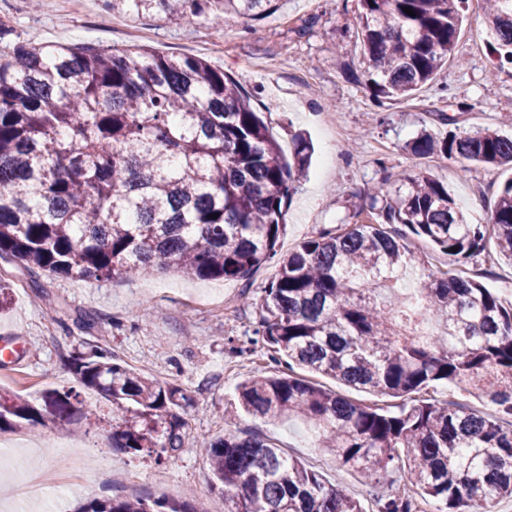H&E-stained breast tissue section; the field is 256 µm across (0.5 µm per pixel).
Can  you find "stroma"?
<instances>
[{"label": "stroma", "mask_w": 512, "mask_h": 512, "mask_svg": "<svg viewBox=\"0 0 512 512\" xmlns=\"http://www.w3.org/2000/svg\"><path fill=\"white\" fill-rule=\"evenodd\" d=\"M483 0H467L466 21L451 58L435 78L406 101L375 107L365 86L356 39L357 0H278L266 18L224 24L175 25L153 15L132 19L106 12L101 0H0V29L7 38L73 47L142 45L164 55L194 56L223 68L253 97L281 151L291 132L307 134L315 152L309 174L292 195L281 252L339 224L370 223L372 187L395 189L404 177L428 170L447 182L458 208L483 217L511 174L435 156L414 157L407 144L421 131L439 135L491 128L512 134V67L496 68L493 36L483 22ZM410 250L432 271L482 282L512 303V261L485 258L455 267L447 256L418 238ZM277 273L266 264L249 290L239 282L156 270L133 279L82 280L15 271L9 304L0 312V336L10 337L20 363L0 366V389L39 401L49 389L76 388L67 368L70 353L87 340L110 349L119 362L162 384L180 386L191 402L182 415L188 434L182 448L132 454L112 445V407L98 392L80 391L84 417L70 429L47 426L0 434V470L11 481L30 471L60 467L74 480L57 499L34 498L14 489V512H74L103 498L166 497L188 502L193 512L209 504L224 512V496L213 486L208 448L224 434V412L236 387L275 365L267 357L230 354L227 345L248 346L263 301ZM248 300H241V292ZM98 319L94 336L75 324L81 314ZM77 389V388H76ZM235 428L260 436L305 462L328 482L340 484L377 512L376 498L401 488L405 475L373 481L339 467L298 419L241 414Z\"/></svg>", "instance_id": "obj_1"}]
</instances>
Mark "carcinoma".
<instances>
[{
    "mask_svg": "<svg viewBox=\"0 0 512 512\" xmlns=\"http://www.w3.org/2000/svg\"><path fill=\"white\" fill-rule=\"evenodd\" d=\"M274 0H104L129 17L163 12L171 23L255 20ZM464 0H359L357 37L371 97L410 99L451 57ZM411 9L410 16L405 9ZM484 17L499 59L512 64V0H487ZM291 160L224 70L200 58L140 47L0 44V261L29 275L107 280L177 269L204 278L250 280L278 267L253 334V351L280 369L237 387L235 416L299 418L341 466L385 481L406 471L402 490L378 512H492L512 497V307L479 281L421 272L418 302L398 288L416 236L448 264L494 242L512 260V178L477 224L431 173L370 196L374 224H338L286 255L287 204L306 175L310 143L295 135ZM417 158L512 165V137L483 129L443 137L423 131ZM78 386L112 403V447H181L187 421L172 408L191 398L116 362L98 345L68 357ZM332 377L358 391L401 399L389 411L354 402L296 375ZM445 384L476 392L489 418L417 394ZM79 393L48 390L35 405L0 392V432L83 416ZM208 464L226 512H363L339 487L264 440L230 431ZM79 512H189L168 499H98Z\"/></svg>",
    "mask_w": 512,
    "mask_h": 512,
    "instance_id": "1",
    "label": "carcinoma"
}]
</instances>
